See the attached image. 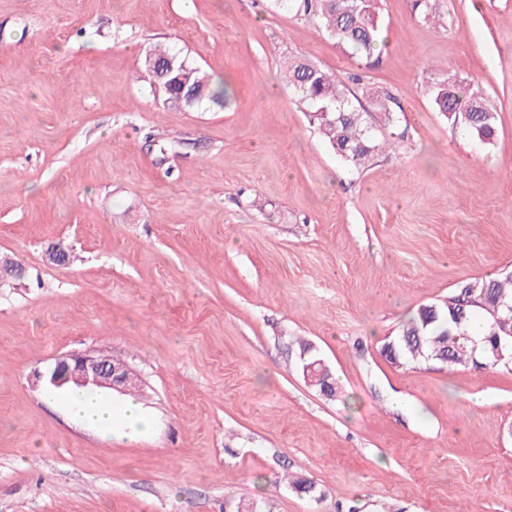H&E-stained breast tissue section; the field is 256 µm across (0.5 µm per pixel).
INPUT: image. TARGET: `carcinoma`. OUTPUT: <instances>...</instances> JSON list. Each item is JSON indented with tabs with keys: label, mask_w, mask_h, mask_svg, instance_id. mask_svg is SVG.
Instances as JSON below:
<instances>
[{
	"label": "carcinoma",
	"mask_w": 512,
	"mask_h": 512,
	"mask_svg": "<svg viewBox=\"0 0 512 512\" xmlns=\"http://www.w3.org/2000/svg\"><path fill=\"white\" fill-rule=\"evenodd\" d=\"M298 9L314 16L336 43L361 59L375 53L379 43L377 0H296ZM156 62L165 65L163 78H155L156 91L163 103L192 107L205 99L217 101L227 89L214 88L200 69L187 59L156 47L149 51ZM288 82L308 101L311 119L344 162L357 169L369 166L390 144L377 139L369 122V112L357 108L349 97V84L363 83L356 71L343 79L301 57L285 61ZM436 111L453 127H461L483 140L493 136L496 121L482 99L464 95L445 82L431 89ZM481 317L480 330L472 329ZM303 365H314L305 372L311 385L331 396L333 382L319 381L315 373L322 365L310 345H299ZM389 360L401 365L433 361L450 367H512V274L470 281L442 302L420 307L417 313L384 345Z\"/></svg>",
	"instance_id": "cac0c4a2"
}]
</instances>
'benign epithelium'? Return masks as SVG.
Here are the masks:
<instances>
[{"mask_svg": "<svg viewBox=\"0 0 512 512\" xmlns=\"http://www.w3.org/2000/svg\"><path fill=\"white\" fill-rule=\"evenodd\" d=\"M131 379L130 369L123 363H107L96 354H69L57 359L47 380L55 388H98L117 393L126 391Z\"/></svg>", "mask_w": 512, "mask_h": 512, "instance_id": "obj_1", "label": "benign epithelium"}]
</instances>
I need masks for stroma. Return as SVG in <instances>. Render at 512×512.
<instances>
[{"instance_id": "35a3bbf8", "label": "stroma", "mask_w": 512, "mask_h": 512, "mask_svg": "<svg viewBox=\"0 0 512 512\" xmlns=\"http://www.w3.org/2000/svg\"><path fill=\"white\" fill-rule=\"evenodd\" d=\"M430 6L379 0L366 61L288 0H0V258L25 269L0 278V512H512V370L382 352L512 271V0ZM157 45L229 104L164 105L139 78ZM291 54L361 70L393 150L345 165ZM444 80L495 112L490 141L434 110ZM72 353L128 364L150 428L73 418L47 382ZM299 351H300V357L302 359V362H303V375H304V378L306 377L307 380L309 381V383H311V385L315 386V387H318L319 390L328 395V396H332L334 393H335V387H334V384L333 382L331 381L332 378H329L328 379V385H326V387H324V383L323 382H319V379L315 376V372H320L321 369H322V365L320 363H315V362H318L321 360L318 359L315 355H313L311 353V349H310V345L306 344V343H301L299 345ZM315 363V367H314V370H308L307 372L305 371V367L307 365H310V364H313Z\"/></svg>"}]
</instances>
